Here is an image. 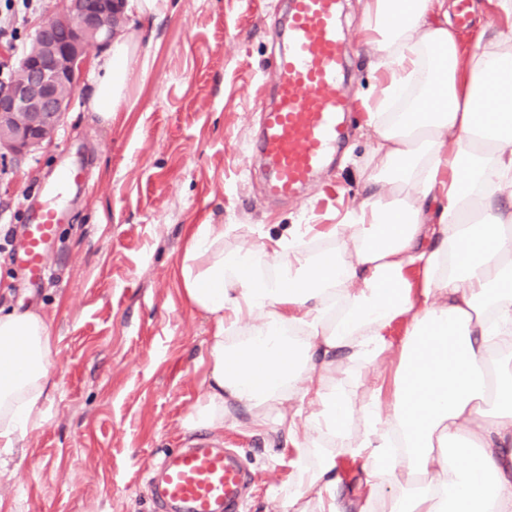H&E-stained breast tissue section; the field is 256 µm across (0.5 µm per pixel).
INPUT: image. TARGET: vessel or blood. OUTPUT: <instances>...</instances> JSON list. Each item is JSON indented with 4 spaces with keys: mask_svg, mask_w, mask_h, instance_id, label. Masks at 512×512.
<instances>
[{
    "mask_svg": "<svg viewBox=\"0 0 512 512\" xmlns=\"http://www.w3.org/2000/svg\"><path fill=\"white\" fill-rule=\"evenodd\" d=\"M290 2L287 46L274 61L275 101L261 107L265 192L274 198L297 195L346 137L347 39L338 29V0ZM80 180L79 172H66L58 185L47 188L50 204L23 227L27 248L18 262L31 285L50 276L45 246L62 216L55 200ZM250 482L235 452L202 439L165 457L159 477L150 482L151 497L157 512H242Z\"/></svg>",
    "mask_w": 512,
    "mask_h": 512,
    "instance_id": "1",
    "label": "vessel or blood"
}]
</instances>
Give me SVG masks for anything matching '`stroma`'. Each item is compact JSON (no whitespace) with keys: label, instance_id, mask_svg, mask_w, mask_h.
I'll list each match as a JSON object with an SVG mask.
<instances>
[{"label":"stroma","instance_id":"obj_1","mask_svg":"<svg viewBox=\"0 0 512 512\" xmlns=\"http://www.w3.org/2000/svg\"><path fill=\"white\" fill-rule=\"evenodd\" d=\"M64 9L35 0L21 37L0 41L17 66L36 29ZM287 23L286 0H168L161 13L127 11L140 34L128 97L110 121L91 112L96 62L86 51L58 135L35 153L0 159V308L44 312L54 340L45 417L21 448L0 447V512H155L144 478L193 436L183 421L204 392L211 317L184 301L180 254L199 224H223L225 251L259 245L294 224L326 226L367 198L373 140L366 98L374 72L362 0H341L349 47L348 142L297 196H266L253 155ZM81 171L48 246L54 272L32 287L13 265L23 212L39 207L62 171ZM381 364L337 360L332 376L353 406L393 383ZM207 439L237 449L254 481L246 512H277L297 479V452L281 435L240 426Z\"/></svg>","mask_w":512,"mask_h":512}]
</instances>
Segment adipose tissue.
Here are the masks:
<instances>
[{"label": "adipose tissue", "instance_id": "adipose-tissue-1", "mask_svg": "<svg viewBox=\"0 0 512 512\" xmlns=\"http://www.w3.org/2000/svg\"><path fill=\"white\" fill-rule=\"evenodd\" d=\"M363 14L387 75L370 108L375 190L323 249L310 224L230 253L223 225L194 229L179 273L213 333L184 427L223 432L235 408L285 433L298 477L281 512H512V25L481 29L470 49L448 0H364ZM137 45L115 38L100 61L89 108L103 120L127 96ZM393 348L392 392L368 395L350 444L358 411L331 370ZM53 358L44 315L0 311L1 448L41 424ZM461 441L469 451L449 456ZM340 450L387 486L374 510L343 496Z\"/></svg>", "mask_w": 512, "mask_h": 512}]
</instances>
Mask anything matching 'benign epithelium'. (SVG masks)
Returning <instances> with one entry per match:
<instances>
[{"label": "benign epithelium", "mask_w": 512, "mask_h": 512, "mask_svg": "<svg viewBox=\"0 0 512 512\" xmlns=\"http://www.w3.org/2000/svg\"><path fill=\"white\" fill-rule=\"evenodd\" d=\"M124 18V0H64L62 15L38 27L13 79L0 85V157L27 154L55 136L85 49L109 40Z\"/></svg>", "instance_id": "obj_1"}]
</instances>
